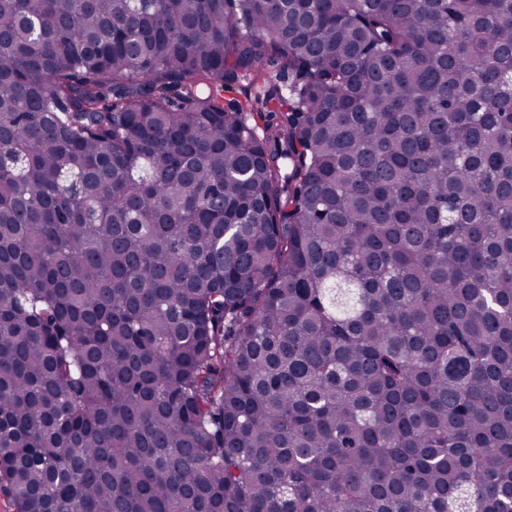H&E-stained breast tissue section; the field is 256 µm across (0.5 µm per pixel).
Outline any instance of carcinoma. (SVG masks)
<instances>
[{
  "instance_id": "cac0c4a2",
  "label": "carcinoma",
  "mask_w": 512,
  "mask_h": 512,
  "mask_svg": "<svg viewBox=\"0 0 512 512\" xmlns=\"http://www.w3.org/2000/svg\"><path fill=\"white\" fill-rule=\"evenodd\" d=\"M0 479L512 512V0H0Z\"/></svg>"
}]
</instances>
